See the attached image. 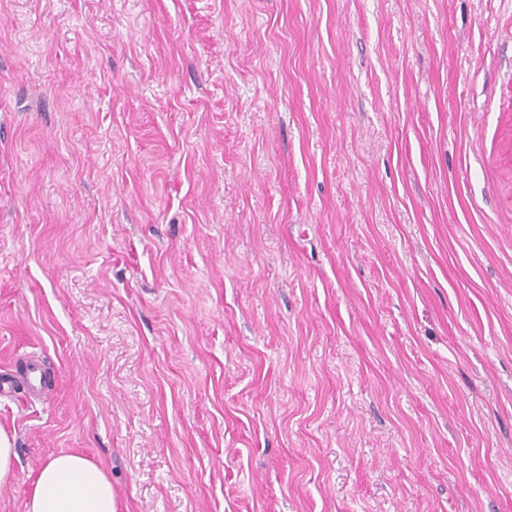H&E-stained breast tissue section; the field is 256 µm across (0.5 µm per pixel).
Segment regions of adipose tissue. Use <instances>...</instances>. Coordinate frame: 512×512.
Segmentation results:
<instances>
[{
    "label": "adipose tissue",
    "instance_id": "obj_1",
    "mask_svg": "<svg viewBox=\"0 0 512 512\" xmlns=\"http://www.w3.org/2000/svg\"><path fill=\"white\" fill-rule=\"evenodd\" d=\"M111 480L96 463L70 453L46 460L28 495L26 512H118Z\"/></svg>",
    "mask_w": 512,
    "mask_h": 512
}]
</instances>
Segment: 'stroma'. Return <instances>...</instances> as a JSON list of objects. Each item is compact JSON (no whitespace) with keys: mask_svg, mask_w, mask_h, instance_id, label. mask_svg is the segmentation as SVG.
<instances>
[{"mask_svg":"<svg viewBox=\"0 0 512 512\" xmlns=\"http://www.w3.org/2000/svg\"><path fill=\"white\" fill-rule=\"evenodd\" d=\"M30 355L0 512H512V0H0ZM26 512H118L112 481L96 463L60 453L39 468Z\"/></svg>","mask_w":512,"mask_h":512,"instance_id":"obj_1","label":"stroma"}]
</instances>
